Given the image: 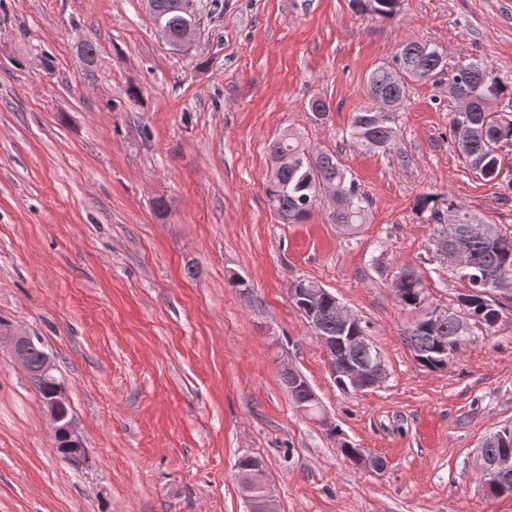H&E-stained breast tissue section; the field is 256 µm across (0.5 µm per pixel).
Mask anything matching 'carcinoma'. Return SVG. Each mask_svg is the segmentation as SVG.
<instances>
[{
    "label": "carcinoma",
    "mask_w": 512,
    "mask_h": 512,
    "mask_svg": "<svg viewBox=\"0 0 512 512\" xmlns=\"http://www.w3.org/2000/svg\"><path fill=\"white\" fill-rule=\"evenodd\" d=\"M354 10L373 20H391L399 14L398 0H350ZM147 9L165 39L179 35L185 24L196 16L194 0H149ZM412 70L418 80L428 81L446 72L443 49L435 44L406 40L401 43L393 64H382L368 77L371 98L388 103L403 101L408 85L402 75ZM456 95L471 98V109L454 112L449 124L448 140L454 152L464 160L473 174L486 181H496L512 189V164L504 163L499 153L502 145L512 143V112L497 109L502 98L512 96V83H505L491 65L482 60L461 63L450 74ZM397 111L378 112L368 109L357 113L348 130L346 142L355 150L390 155L397 138ZM271 156L288 152L296 162L268 176L265 194L269 207L284 224L307 220L313 212L322 186L333 183L348 198V205L331 218V223L352 228L366 223L370 201L353 175L341 164L336 153L319 152L296 134H285L269 145ZM445 206H437L439 200ZM416 210L427 214L426 221L435 225V239L448 240V246L461 245L467 251L468 277L472 291L459 299L457 320L433 326L418 319L404 333L406 344L416 350L431 351L433 337L454 336L457 322L485 330L494 329L502 317L501 305L493 297L496 292L512 291V234L499 230L486 237L468 234L470 224L478 216L442 193H426L416 202ZM454 211L457 222L448 223L445 215ZM404 295L398 304L417 309L418 297L425 292L422 275L412 271L404 285ZM48 355L41 346L29 350L27 372L42 398L50 395L53 384L34 375Z\"/></svg>",
    "instance_id": "1"
}]
</instances>
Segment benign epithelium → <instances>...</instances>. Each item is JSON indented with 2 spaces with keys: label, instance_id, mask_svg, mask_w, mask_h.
Wrapping results in <instances>:
<instances>
[{
  "label": "benign epithelium",
  "instance_id": "1",
  "mask_svg": "<svg viewBox=\"0 0 512 512\" xmlns=\"http://www.w3.org/2000/svg\"><path fill=\"white\" fill-rule=\"evenodd\" d=\"M437 252L448 262V267L454 271L463 269L458 255L448 250L445 241L437 243ZM329 291L323 287L313 288L308 293L290 290V297L301 300L302 314L313 328L321 323L320 300ZM6 341L14 358L25 363L28 349L33 344V337L7 328L0 331V342ZM325 354L329 373L333 378H339L341 388L346 393L364 394L382 386L387 378L384 361L378 351L369 342L367 336L355 332L348 336L318 337ZM288 389L293 395L306 396L298 411L306 415L311 410V403L317 400L306 379L297 372H288ZM68 403L63 388H57L53 399L45 402L47 414L51 423L54 437H62L70 442V447L64 449V461L79 468L86 462V451L78 437L73 419L60 413L61 407ZM490 444L500 446L496 454L489 453L486 448ZM355 465L370 470H380L384 462L378 457L367 454L364 449H356ZM477 470L487 477L497 479L512 475V426L507 424L490 434L480 444L476 459ZM244 472L240 475L242 493L249 503L250 512H276L275 494L272 484L267 480L266 470L262 461L248 458L243 465Z\"/></svg>",
  "mask_w": 512,
  "mask_h": 512
}]
</instances>
